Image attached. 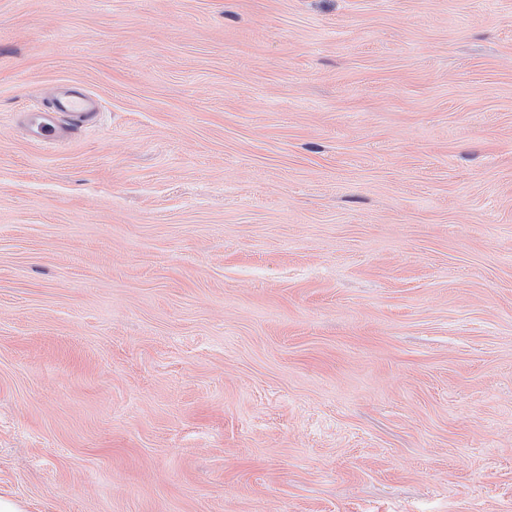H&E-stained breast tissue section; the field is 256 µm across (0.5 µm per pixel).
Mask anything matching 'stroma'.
<instances>
[{
  "label": "stroma",
  "mask_w": 512,
  "mask_h": 512,
  "mask_svg": "<svg viewBox=\"0 0 512 512\" xmlns=\"http://www.w3.org/2000/svg\"><path fill=\"white\" fill-rule=\"evenodd\" d=\"M0 496L512 512V0H0ZM92 98L84 90H68L61 94L48 108L40 107L25 112V122L33 142L50 144L59 139L60 121L69 119V130L73 132L83 126L85 117L93 112H83L91 107Z\"/></svg>",
  "instance_id": "1"
}]
</instances>
